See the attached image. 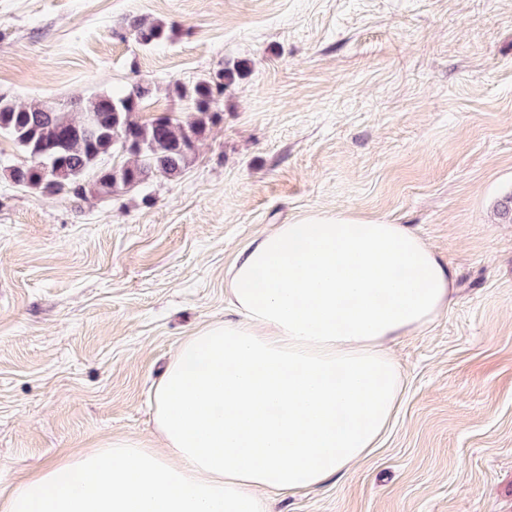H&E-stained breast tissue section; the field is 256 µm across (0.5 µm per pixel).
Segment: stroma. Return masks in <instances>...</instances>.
<instances>
[{
    "mask_svg": "<svg viewBox=\"0 0 512 512\" xmlns=\"http://www.w3.org/2000/svg\"><path fill=\"white\" fill-rule=\"evenodd\" d=\"M172 24L146 48L126 20ZM248 75L178 178L115 197L0 178V491L147 434L179 343L230 317L227 271L274 225L404 224L458 294L392 343L397 415L362 464L272 512H512V0H0V97L65 111L222 63Z\"/></svg>",
    "mask_w": 512,
    "mask_h": 512,
    "instance_id": "35a3bbf8",
    "label": "stroma"
}]
</instances>
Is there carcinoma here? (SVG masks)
Segmentation results:
<instances>
[{"label":"carcinoma","mask_w":512,"mask_h":512,"mask_svg":"<svg viewBox=\"0 0 512 512\" xmlns=\"http://www.w3.org/2000/svg\"><path fill=\"white\" fill-rule=\"evenodd\" d=\"M127 30L143 47L174 35L162 21L133 17ZM249 72L245 60L224 63L213 74L192 83L175 82L171 93L187 102L192 118L173 114L144 120L140 113L153 96L150 83H136L123 93L100 94L65 112L44 102L18 105L0 99V134L27 155L0 173L13 185L47 195L107 197L141 187L160 175L179 177L193 162L200 142L221 120L224 93ZM96 119V133L83 137L85 117Z\"/></svg>","instance_id":"cac0c4a2"}]
</instances>
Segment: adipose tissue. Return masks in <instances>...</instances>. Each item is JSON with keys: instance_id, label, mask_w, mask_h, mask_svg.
<instances>
[{"instance_id": "adipose-tissue-1", "label": "adipose tissue", "mask_w": 512, "mask_h": 512, "mask_svg": "<svg viewBox=\"0 0 512 512\" xmlns=\"http://www.w3.org/2000/svg\"><path fill=\"white\" fill-rule=\"evenodd\" d=\"M238 317L175 350L149 435L32 471L0 512H269L272 494L364 462L398 406L390 342L452 302L457 271L399 224L325 212L238 252Z\"/></svg>"}]
</instances>
